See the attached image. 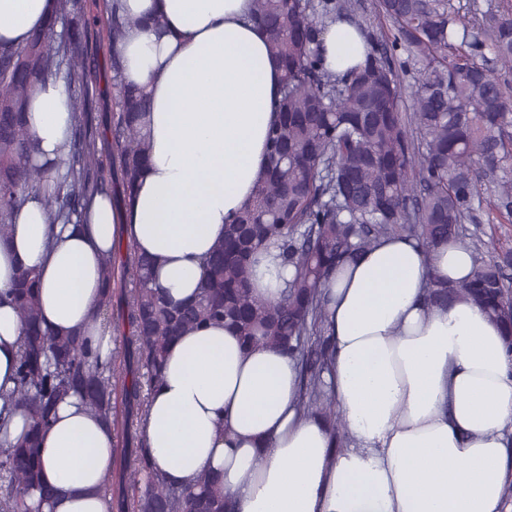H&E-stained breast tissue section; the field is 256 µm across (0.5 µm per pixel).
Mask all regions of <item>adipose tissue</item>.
<instances>
[{"label": "adipose tissue", "instance_id": "adipose-tissue-1", "mask_svg": "<svg viewBox=\"0 0 512 512\" xmlns=\"http://www.w3.org/2000/svg\"><path fill=\"white\" fill-rule=\"evenodd\" d=\"M54 0H0V43L23 47ZM133 19L120 46L123 83L143 88L149 160L121 209L95 195L80 223L49 225L40 199L17 214L0 243V294L19 266L40 274L44 326L113 352L99 313L102 263L118 237L157 260L173 302L194 298L202 263L227 219L251 200L267 167L281 75L249 21L251 0H119ZM325 66L345 72L365 41L345 22L322 36ZM73 114L49 78L28 126L50 160L47 183L67 171ZM462 246L428 250L382 238L338 270L328 287L334 367L326 383L352 438L332 445L329 424L300 418L298 368L280 350L244 348L222 325L169 345L144 432L167 483L186 488L219 475L238 512H504L512 476V356L502 330L475 305L425 306L428 274L472 276ZM24 326L0 305V388L13 386ZM52 512H111L112 427L78 399L61 402L41 436Z\"/></svg>", "mask_w": 512, "mask_h": 512}]
</instances>
